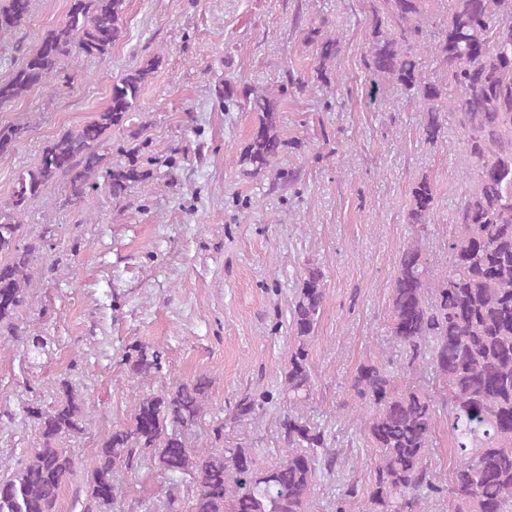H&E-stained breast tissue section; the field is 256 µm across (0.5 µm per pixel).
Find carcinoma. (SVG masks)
<instances>
[{
	"instance_id": "1",
	"label": "carcinoma",
	"mask_w": 512,
	"mask_h": 512,
	"mask_svg": "<svg viewBox=\"0 0 512 512\" xmlns=\"http://www.w3.org/2000/svg\"><path fill=\"white\" fill-rule=\"evenodd\" d=\"M436 0H370L366 68L375 87L389 84L425 112L421 134L436 142L442 114L452 112L462 134L469 188L455 208L445 244L447 266L423 239L436 210L437 192L427 176L411 190L407 223L414 240L401 254L389 297L395 342L384 360L360 363L342 410L375 454L365 489L347 486L344 501L359 498L361 512H423L429 499L448 501V512H512V0H454L444 19ZM33 0H0V38L29 19ZM126 0H70L65 20L49 31L21 67L0 78V104L49 87L63 58L105 60L122 37ZM305 41L314 75L329 81L341 50L339 36L311 27ZM440 73L429 81L422 56ZM154 58L113 81L96 118L60 134L39 163L16 180L0 212V336L22 345L27 358L49 354L50 339L28 336L17 314L28 302L31 264L50 248L46 233L26 237L21 218L45 187L63 178L68 200L78 205L102 181L116 200L142 182L134 164L101 168L98 146L113 127L136 111ZM224 107H247L257 124L238 164L250 176L270 171L286 142L280 136V104L238 80L224 82ZM25 129L0 126V154ZM327 301L324 272L307 266L289 310L293 342L280 386L245 393L211 428L209 443L188 445L189 431L205 416L208 384L200 379L135 396L128 423L98 444L96 462L75 488L72 512H122L120 475L151 467L178 476L161 510L140 503L139 512H312L316 487L336 470L335 439L305 413L315 387L309 346ZM164 353L150 345L125 351L135 378L161 376ZM48 408L25 407L37 430L36 446L0 479V512H58L61 489L76 474L63 439L82 435L90 422L80 391L62 379ZM283 407L277 422L279 462L257 466L244 446L224 447V430L258 422L269 406ZM448 419L449 470L434 468L431 448L438 421Z\"/></svg>"
}]
</instances>
